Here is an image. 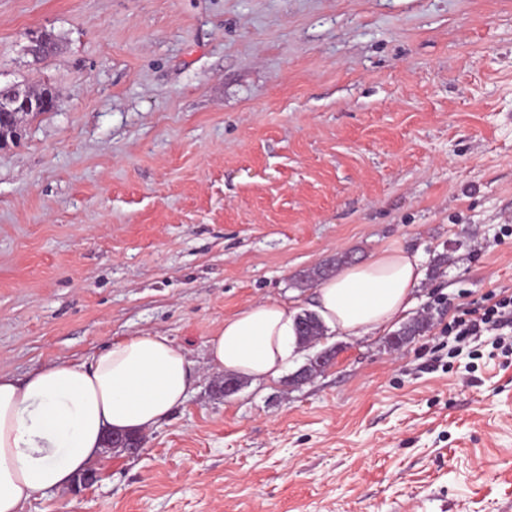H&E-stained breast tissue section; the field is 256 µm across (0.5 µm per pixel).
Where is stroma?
<instances>
[{"label": "stroma", "instance_id": "obj_1", "mask_svg": "<svg viewBox=\"0 0 512 512\" xmlns=\"http://www.w3.org/2000/svg\"><path fill=\"white\" fill-rule=\"evenodd\" d=\"M10 85L59 97L0 149V371L136 332L195 371L138 455L23 512H512V356L447 334L512 293V0H0ZM391 248L425 332L223 395L225 317Z\"/></svg>", "mask_w": 512, "mask_h": 512}]
</instances>
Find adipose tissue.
Wrapping results in <instances>:
<instances>
[{
    "label": "adipose tissue",
    "instance_id": "obj_1",
    "mask_svg": "<svg viewBox=\"0 0 512 512\" xmlns=\"http://www.w3.org/2000/svg\"><path fill=\"white\" fill-rule=\"evenodd\" d=\"M423 278L419 254L385 250L321 280L313 309L331 331L375 335L404 317ZM295 321V309L272 299L225 318L210 342L211 368L255 383L278 379L299 355ZM193 380L182 350L151 332L22 381L0 372V512L68 488L103 457L109 433L149 431L185 403Z\"/></svg>",
    "mask_w": 512,
    "mask_h": 512
}]
</instances>
